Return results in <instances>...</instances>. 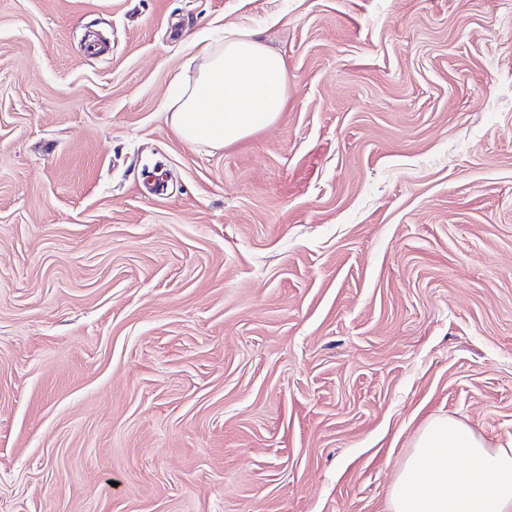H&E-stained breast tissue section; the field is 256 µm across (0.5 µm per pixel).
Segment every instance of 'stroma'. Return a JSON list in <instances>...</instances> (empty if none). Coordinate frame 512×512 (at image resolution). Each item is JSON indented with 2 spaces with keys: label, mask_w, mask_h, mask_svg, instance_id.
Here are the masks:
<instances>
[{
  "label": "stroma",
  "mask_w": 512,
  "mask_h": 512,
  "mask_svg": "<svg viewBox=\"0 0 512 512\" xmlns=\"http://www.w3.org/2000/svg\"><path fill=\"white\" fill-rule=\"evenodd\" d=\"M438 416L512 447V0H0V512H388ZM225 33L196 51L203 63L171 106L170 125L189 147L233 145L273 124L287 100L283 57L251 32Z\"/></svg>",
  "instance_id": "1"
}]
</instances>
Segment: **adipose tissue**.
<instances>
[{
    "instance_id": "adipose-tissue-1",
    "label": "adipose tissue",
    "mask_w": 512,
    "mask_h": 512,
    "mask_svg": "<svg viewBox=\"0 0 512 512\" xmlns=\"http://www.w3.org/2000/svg\"><path fill=\"white\" fill-rule=\"evenodd\" d=\"M201 65L172 104L190 147L221 149L273 124L287 100L286 63L254 34L227 31L196 52ZM462 468L449 466V459ZM390 512H512V448H493L463 422L429 420L390 494Z\"/></svg>"
}]
</instances>
